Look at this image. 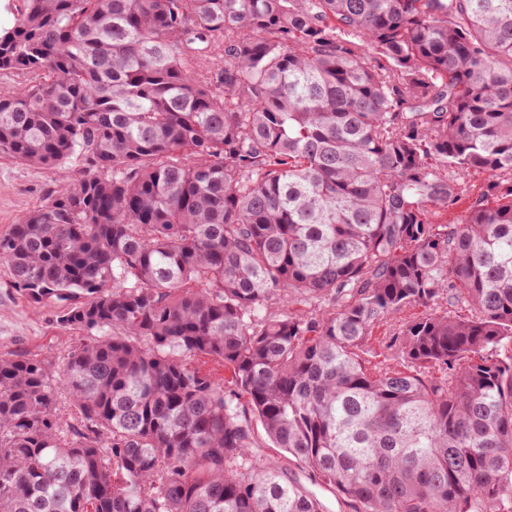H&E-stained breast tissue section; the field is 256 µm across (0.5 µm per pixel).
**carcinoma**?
I'll list each match as a JSON object with an SVG mask.
<instances>
[{
	"label": "carcinoma",
	"mask_w": 512,
	"mask_h": 512,
	"mask_svg": "<svg viewBox=\"0 0 512 512\" xmlns=\"http://www.w3.org/2000/svg\"><path fill=\"white\" fill-rule=\"evenodd\" d=\"M16 11L0 155L82 169L0 233L76 333L0 353V512H324L255 422L353 512H512V0Z\"/></svg>",
	"instance_id": "cac0c4a2"
}]
</instances>
